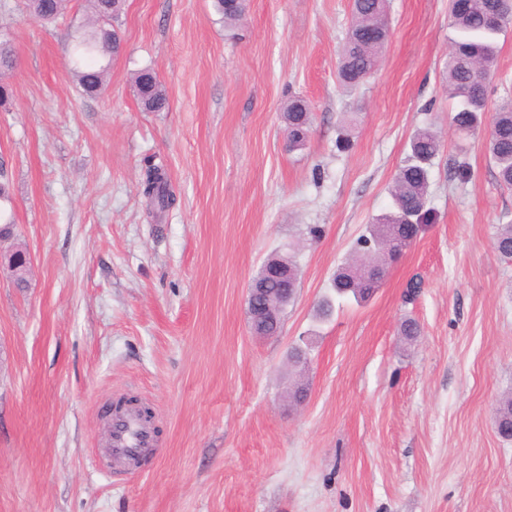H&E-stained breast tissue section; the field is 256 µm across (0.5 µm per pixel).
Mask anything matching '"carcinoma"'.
Returning a JSON list of instances; mask_svg holds the SVG:
<instances>
[{
  "label": "carcinoma",
  "mask_w": 512,
  "mask_h": 512,
  "mask_svg": "<svg viewBox=\"0 0 512 512\" xmlns=\"http://www.w3.org/2000/svg\"><path fill=\"white\" fill-rule=\"evenodd\" d=\"M67 0H34L26 4L38 21L51 22L64 10ZM94 20L74 28L71 35V63L82 91L93 95L101 91L114 57L122 51L121 38H112V23L119 22L122 4L113 0H89ZM499 6L510 13L506 26L512 25V0H449L452 39L446 63L449 98L456 101L449 116L456 132L474 134L486 114H491L486 144L489 163L500 185L512 188V99L489 109L487 83L496 64V38L499 30L484 24L485 11ZM247 0H213L219 21L228 27L241 22ZM388 38L387 0H354L352 21L342 47L337 76L340 84L353 91L374 73L380 64ZM15 66V54L6 41L0 42V102L8 97V85L1 82ZM134 88L143 110L163 112L168 108L165 89L153 69L145 67L134 76ZM288 142L300 148L308 140L312 127L309 103L301 97L288 99L283 109ZM406 163L394 174L391 186L392 207L369 225L368 233L359 237L352 262L339 267L332 288L338 296L351 295L364 301L381 286L388 265L402 254L408 244L402 242L397 225L413 221L419 226L430 221L426 209L430 186V169L440 152L441 140L430 127L419 128L410 139ZM142 194L152 217L158 219L174 208L178 198L171 187L164 166L147 164L141 178ZM494 248L503 256H512V223L500 224ZM292 269L286 279L266 278L267 295L289 304L297 287L298 268L288 255ZM498 433L512 438V392L504 394L495 407Z\"/></svg>",
  "instance_id": "cac0c4a2"
}]
</instances>
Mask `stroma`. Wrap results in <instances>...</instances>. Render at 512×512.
I'll return each instance as SVG.
<instances>
[{"label":"stroma","mask_w":512,"mask_h":512,"mask_svg":"<svg viewBox=\"0 0 512 512\" xmlns=\"http://www.w3.org/2000/svg\"><path fill=\"white\" fill-rule=\"evenodd\" d=\"M388 3L381 64L349 93L336 68L350 0H248L234 28L212 0H125L123 54L89 97L69 61L86 0L49 24L0 0L16 56L0 105V214L14 226L0 249L31 262L20 288L0 258V512H512V440L495 425L512 388V258L492 247L512 190L484 135L448 123V0ZM144 67L166 111L135 97ZM291 95L313 108L299 151L282 119ZM432 123L431 224L369 301L317 321L389 208L410 135ZM150 160L178 197L158 224L139 186ZM291 242L295 300L278 335L256 338L247 290ZM301 337L310 392L295 407ZM129 396L152 408L159 446L135 473H106L107 410Z\"/></svg>","instance_id":"obj_1"}]
</instances>
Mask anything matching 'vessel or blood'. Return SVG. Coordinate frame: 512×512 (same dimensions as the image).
<instances>
[{"label": "vessel or blood", "mask_w": 512, "mask_h": 512, "mask_svg": "<svg viewBox=\"0 0 512 512\" xmlns=\"http://www.w3.org/2000/svg\"><path fill=\"white\" fill-rule=\"evenodd\" d=\"M156 444L155 435L137 412L132 410L115 412L112 417V453L101 460L100 466L108 471H131L148 451L155 448Z\"/></svg>", "instance_id": "obj_1"}]
</instances>
